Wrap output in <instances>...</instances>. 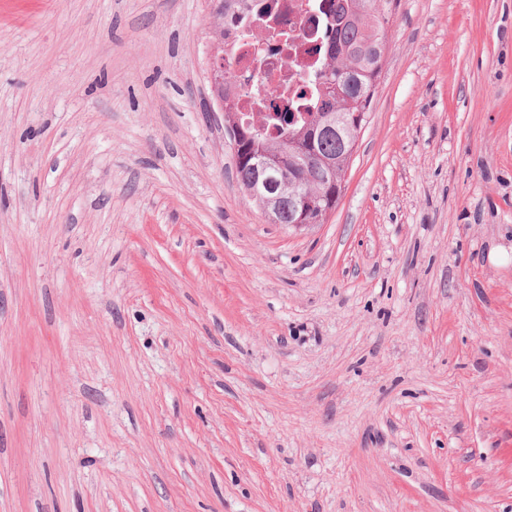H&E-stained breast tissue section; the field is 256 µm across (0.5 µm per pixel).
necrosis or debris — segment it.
<instances>
[{"label":"necrosis or debris","instance_id":"obj_1","mask_svg":"<svg viewBox=\"0 0 512 512\" xmlns=\"http://www.w3.org/2000/svg\"><path fill=\"white\" fill-rule=\"evenodd\" d=\"M314 0H274V21L256 20L245 9L225 37L224 64L236 74L232 90L234 109L261 121L259 101L267 92L293 98L300 73L315 61L312 48L324 31Z\"/></svg>","mask_w":512,"mask_h":512}]
</instances>
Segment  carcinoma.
<instances>
[{
  "mask_svg": "<svg viewBox=\"0 0 512 512\" xmlns=\"http://www.w3.org/2000/svg\"><path fill=\"white\" fill-rule=\"evenodd\" d=\"M327 38L315 47L317 63L301 79L298 105L274 109L255 124L239 120L224 106V129L236 142L235 176L249 191L266 193L263 180H277V223L293 221L289 184L306 194L328 192L323 210L309 215L324 223L336 208L345 171L362 127L353 123L370 110L382 68L386 24L395 0H319Z\"/></svg>",
  "mask_w": 512,
  "mask_h": 512,
  "instance_id": "obj_1",
  "label": "carcinoma"
}]
</instances>
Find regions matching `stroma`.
<instances>
[{"instance_id":"stroma-1","label":"stroma","mask_w":512,"mask_h":512,"mask_svg":"<svg viewBox=\"0 0 512 512\" xmlns=\"http://www.w3.org/2000/svg\"><path fill=\"white\" fill-rule=\"evenodd\" d=\"M210 9L0 0V512H512V0H400L299 232Z\"/></svg>"}]
</instances>
